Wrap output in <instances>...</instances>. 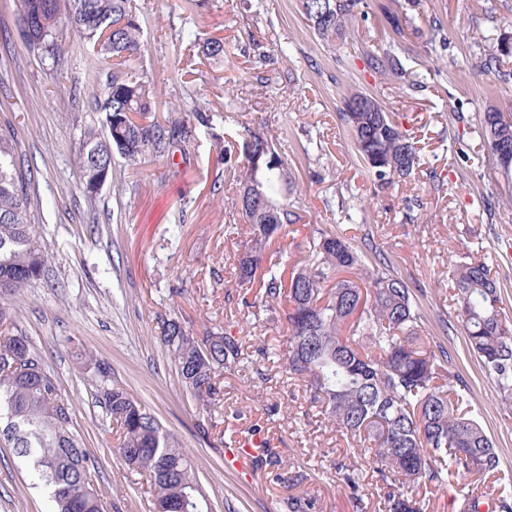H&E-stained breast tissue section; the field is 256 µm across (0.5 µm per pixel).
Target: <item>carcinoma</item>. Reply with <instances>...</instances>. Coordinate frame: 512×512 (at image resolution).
<instances>
[{
  "mask_svg": "<svg viewBox=\"0 0 512 512\" xmlns=\"http://www.w3.org/2000/svg\"><path fill=\"white\" fill-rule=\"evenodd\" d=\"M302 14L315 33L332 40L352 23L358 0H300ZM28 22L30 48L53 58L60 51L64 25L61 0H17ZM68 24L89 45L98 71H108L100 118L88 125L77 154L85 192L93 196L112 174L119 155L131 166L146 158L188 153L196 141L195 124L186 118L161 124L154 116L156 94L134 61L141 51L143 28L133 0H71ZM328 18L316 21V14ZM203 52L214 60L227 56L224 42L208 38ZM375 69L401 78L405 64L388 53L371 59ZM368 93L355 91L344 101L346 124L358 155L376 181L392 185L410 176L420 156L410 130L390 113L358 112ZM462 125L458 154L466 155L465 134L474 130L507 176L512 174V114L497 108L478 113L476 123L455 113ZM264 163L252 168L253 156ZM240 157L239 196L246 224L243 250L235 267L236 288L224 289V304L256 319L266 316L286 327L282 355L265 345L247 346L228 328H207L195 336L175 316L155 315L160 337L186 392L206 413L203 433L218 432L229 442L246 433L229 428L240 413L216 412L224 396L222 379L241 375L262 361L279 358L278 368L304 382L311 406L344 435L374 443L376 473L386 485L388 512H428L429 503L405 488H440L448 478L478 483L497 477L500 456L493 439L474 414L452 357L432 351L421 338V315L411 288L368 232L355 244L343 232L317 224L299 247L307 258L289 267L271 249L281 232L301 221L277 196L292 185L288 161L273 140L250 130L243 141L224 145V163ZM32 168L16 156L11 135L0 131V326L13 324L7 299L41 278L48 251L31 224L29 189ZM497 259L477 249L454 265L448 327L466 337L469 356L495 383L501 400L512 401V316L502 308L495 274ZM102 383L97 395L111 425L115 452L149 488V512H213L191 460L143 404L121 386ZM0 436L12 445L34 481L49 490L54 512H108L103 493L91 480L96 460L75 428L72 412L56 380L25 336L0 332ZM253 468L282 479L283 462L264 448ZM343 488L353 507L364 512L359 474L341 466ZM314 499L290 495L285 512H314ZM494 512H512V490L497 491Z\"/></svg>",
  "mask_w": 512,
  "mask_h": 512,
  "instance_id": "carcinoma-1",
  "label": "carcinoma"
}]
</instances>
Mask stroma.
<instances>
[{
    "mask_svg": "<svg viewBox=\"0 0 512 512\" xmlns=\"http://www.w3.org/2000/svg\"><path fill=\"white\" fill-rule=\"evenodd\" d=\"M143 26L135 64L157 90L158 120L201 113L188 154L129 166L114 158L95 198L84 192L75 156L94 99L86 85L93 58L67 33L56 58L30 51L14 0H0V128L12 129L22 158L38 169L31 192L50 260L41 280L11 299L17 335L27 337L68 401L77 431L97 461L95 484L112 512H148L144 486L114 453L109 420L96 395L99 367L146 406L190 455L215 512H283L291 495L264 471L241 480L224 465V446L198 430L202 410L185 393L159 339L155 314L178 316L194 334L226 325L221 276L234 285L243 221L237 170L224 162L226 141L245 129L276 137L296 190L283 203L303 223L336 232L350 219L367 224L393 267L417 287L420 332L431 350H446L512 483V404L466 350L461 333L445 331L452 262L483 246L495 252L503 305L512 314V209L482 215L485 187L505 179L486 161L477 135L468 159L453 146L457 112L473 116L512 106V0H362L349 30L331 41L314 33L299 0H134ZM218 37L233 53L224 64L190 46ZM499 51L493 69L481 46ZM403 58L405 80L369 68L371 55ZM360 90L415 132L421 166L405 181L381 186L340 119L343 98ZM441 175L442 184L430 180ZM281 379L249 386L224 378V407L242 413L236 428L259 426L271 437L285 471L308 474L301 490L315 512H354L338 468L355 464L367 512H386L371 449L336 432L323 417L305 422L302 386L279 416ZM13 449L0 440V512H51Z\"/></svg>",
    "mask_w": 512,
    "mask_h": 512,
    "instance_id": "35a3bbf8",
    "label": "stroma"
}]
</instances>
